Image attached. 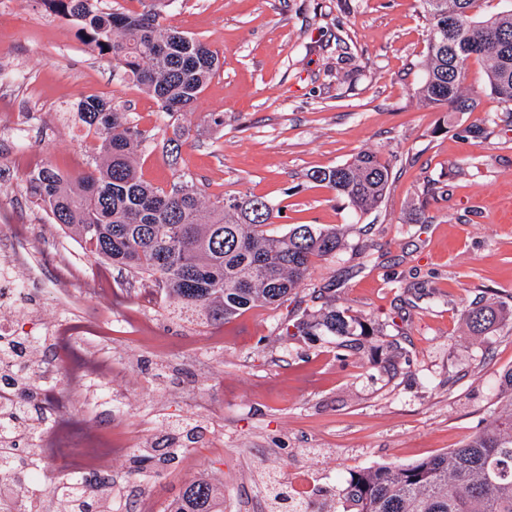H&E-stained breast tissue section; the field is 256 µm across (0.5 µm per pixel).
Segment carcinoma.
<instances>
[{"label": "carcinoma", "instance_id": "1", "mask_svg": "<svg viewBox=\"0 0 512 512\" xmlns=\"http://www.w3.org/2000/svg\"><path fill=\"white\" fill-rule=\"evenodd\" d=\"M70 18L84 42L108 56L112 69L143 86L174 117L188 111L216 72L218 54L205 43L161 21L160 5L139 13L105 12L98 0H42ZM428 32L426 78L416 96L425 106L473 112L476 98L465 86L470 58L485 64L486 84L512 112V10L478 13L479 0H419ZM80 118L99 141L95 168L67 176L49 163L26 177L27 192L53 223L85 244L94 258L145 274L165 292L171 313L188 321L216 324L256 308H278L308 278L315 260L336 257L344 246L335 228L295 224L286 234L267 226L282 209L251 193L207 205L201 190L178 180L164 190L145 182L138 150L154 134L131 123L97 98L81 103ZM388 162L371 152L317 170L324 183L361 213L380 205L389 186ZM475 334L489 332L500 310L475 304L464 312ZM365 321L333 301L307 311L282 336H367ZM46 339L1 336L0 379L14 399L0 402V512H112V478L92 484L64 475L53 507L29 492L41 458L16 438L42 424L30 406L33 384L47 359H36ZM502 408L458 448L412 465H383L353 471L323 504L296 498L276 474L267 488L288 512H512V368L502 375ZM169 512H222L209 482L187 484Z\"/></svg>", "mask_w": 512, "mask_h": 512}]
</instances>
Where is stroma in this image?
Masks as SVG:
<instances>
[{"label":"stroma","instance_id":"obj_1","mask_svg":"<svg viewBox=\"0 0 512 512\" xmlns=\"http://www.w3.org/2000/svg\"><path fill=\"white\" fill-rule=\"evenodd\" d=\"M163 17L220 60L175 120L41 0H0V247L35 258L17 271L30 298L0 319L21 336L84 321L77 345L101 374L74 388L60 363L56 382L65 415L124 448L111 469L121 512H167L200 479L221 488L224 512H271L267 473L290 483L309 473L318 499L351 471L460 447L496 410L512 368V116L483 62L466 73L476 111L450 115L416 97L427 54L419 0H168ZM88 98L154 131L140 157L154 186L189 180L209 204L261 196L283 209L273 232L336 227L343 249L314 263L298 302L216 325L174 318L151 281L88 259L26 193L43 164L67 175L94 164L98 142L75 116ZM474 124L481 138L468 134ZM364 150L389 161L391 180L362 215L310 175ZM60 257L80 271L66 286ZM319 289L372 334L348 348L334 336L283 340ZM477 302L502 311L492 333L466 324ZM187 421L205 429L193 448L141 465V449L165 448Z\"/></svg>","mask_w":512,"mask_h":512}]
</instances>
